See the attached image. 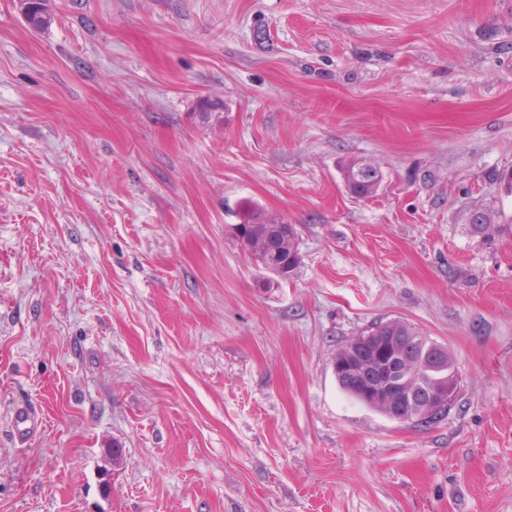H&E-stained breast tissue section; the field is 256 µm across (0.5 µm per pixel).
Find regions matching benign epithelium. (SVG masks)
Segmentation results:
<instances>
[{
  "mask_svg": "<svg viewBox=\"0 0 512 512\" xmlns=\"http://www.w3.org/2000/svg\"><path fill=\"white\" fill-rule=\"evenodd\" d=\"M397 336H364L333 363L336 378L368 407L403 424H424L447 412L457 392L454 378L435 383L425 367L410 369Z\"/></svg>",
  "mask_w": 512,
  "mask_h": 512,
  "instance_id": "benign-epithelium-1",
  "label": "benign epithelium"
}]
</instances>
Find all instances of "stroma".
<instances>
[{"instance_id":"stroma-1","label":"stroma","mask_w":512,"mask_h":512,"mask_svg":"<svg viewBox=\"0 0 512 512\" xmlns=\"http://www.w3.org/2000/svg\"><path fill=\"white\" fill-rule=\"evenodd\" d=\"M16 3L0 512H512V235L467 230L512 223V0H53L38 32ZM246 201L296 226L290 280ZM391 319L454 361L431 427L336 381ZM364 176L371 183H359L356 176ZM343 177L347 188L351 193L360 197L371 195L377 187L380 174L376 166L369 162L353 161L348 163L343 170ZM257 210V207L251 204L248 205V219L240 225L243 228V233H241L240 238L233 233L234 237L240 242L244 250L254 256L261 264H266L269 259L274 257L279 262L287 257H292L293 260L297 261V266H300L302 257L296 226L294 225V232L288 235V239L284 238L277 231L280 224L263 220ZM288 269V265L281 262L270 267L269 272L279 279L287 281L291 276V273L288 274ZM486 220H488V224H484ZM469 227L472 235L483 238H491L496 234H512L511 224H493L488 214L483 211L472 217Z\"/></svg>"}]
</instances>
